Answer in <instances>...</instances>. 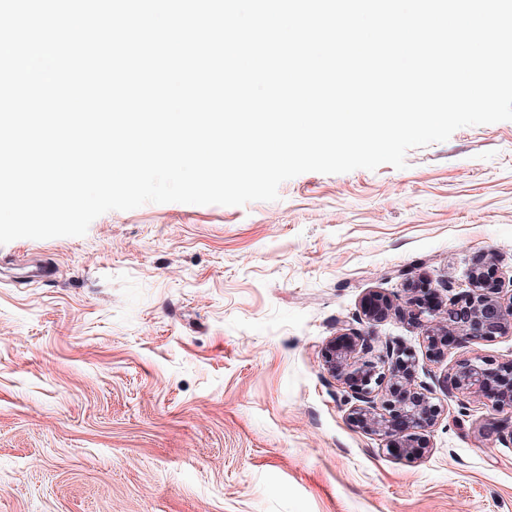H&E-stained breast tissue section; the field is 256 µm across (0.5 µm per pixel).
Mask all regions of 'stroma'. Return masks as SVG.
Returning a JSON list of instances; mask_svg holds the SVG:
<instances>
[{"label": "stroma", "instance_id": "35a3bbf8", "mask_svg": "<svg viewBox=\"0 0 512 512\" xmlns=\"http://www.w3.org/2000/svg\"><path fill=\"white\" fill-rule=\"evenodd\" d=\"M405 162L0 245V512H512V413L442 386L512 361L511 336L434 362L419 327L372 325L445 408L414 462L351 425L323 363L368 293L459 292L484 255L512 280V121ZM41 260L54 277L27 276Z\"/></svg>", "mask_w": 512, "mask_h": 512}]
</instances>
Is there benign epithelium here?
Masks as SVG:
<instances>
[{
  "label": "benign epithelium",
  "mask_w": 512,
  "mask_h": 512,
  "mask_svg": "<svg viewBox=\"0 0 512 512\" xmlns=\"http://www.w3.org/2000/svg\"><path fill=\"white\" fill-rule=\"evenodd\" d=\"M492 261L488 256L479 258L470 270L468 288L452 295L440 309L409 278L403 304L383 293H370L357 323L373 325L396 312L423 328L427 352L434 361L448 355L450 337L465 346L511 336L512 289L502 283L487 285L484 271ZM323 362L342 392L349 422L385 438L387 447L411 459L423 453L424 432L437 424L443 409L433 402V387L418 380L416 357L410 349L355 329L327 344ZM443 387L449 394H481L493 410L512 412V366L475 357L447 374Z\"/></svg>",
  "instance_id": "benign-epithelium-1"
}]
</instances>
